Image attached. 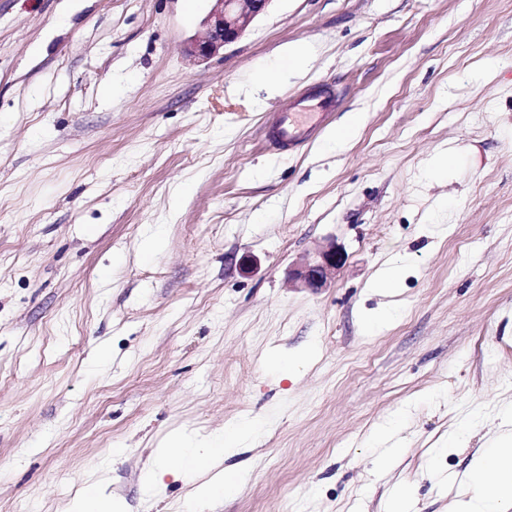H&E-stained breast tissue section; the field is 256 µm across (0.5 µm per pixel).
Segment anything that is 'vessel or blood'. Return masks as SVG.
Returning <instances> with one entry per match:
<instances>
[{
  "label": "vessel or blood",
  "mask_w": 512,
  "mask_h": 512,
  "mask_svg": "<svg viewBox=\"0 0 512 512\" xmlns=\"http://www.w3.org/2000/svg\"><path fill=\"white\" fill-rule=\"evenodd\" d=\"M339 103V93L326 81L291 98L266 126L269 145L280 152L300 150L329 122Z\"/></svg>",
  "instance_id": "1"
}]
</instances>
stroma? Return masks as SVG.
Listing matches in <instances>:
<instances>
[{"mask_svg": "<svg viewBox=\"0 0 512 512\" xmlns=\"http://www.w3.org/2000/svg\"><path fill=\"white\" fill-rule=\"evenodd\" d=\"M209 9L0 0V512H71L92 484L190 512L192 479L147 489L155 448L253 415L226 460L245 483L202 512H386L397 491L451 512L512 403V0H274L193 62ZM320 80L332 122L272 152L268 117ZM331 239L335 281L297 287Z\"/></svg>", "mask_w": 512, "mask_h": 512, "instance_id": "35a3bbf8", "label": "stroma"}]
</instances>
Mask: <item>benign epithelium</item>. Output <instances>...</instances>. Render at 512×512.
Returning a JSON list of instances; mask_svg holds the SVG:
<instances>
[{
    "instance_id": "benign-epithelium-1",
    "label": "benign epithelium",
    "mask_w": 512,
    "mask_h": 512,
    "mask_svg": "<svg viewBox=\"0 0 512 512\" xmlns=\"http://www.w3.org/2000/svg\"><path fill=\"white\" fill-rule=\"evenodd\" d=\"M212 7L202 20L204 35L190 44L188 54L209 58L237 42L259 17L267 14L275 0H211ZM347 261L342 246L330 242L316 257L290 272L293 280L318 292L327 287Z\"/></svg>"
}]
</instances>
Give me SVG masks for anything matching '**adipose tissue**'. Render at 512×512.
Here are the masks:
<instances>
[{
    "mask_svg": "<svg viewBox=\"0 0 512 512\" xmlns=\"http://www.w3.org/2000/svg\"><path fill=\"white\" fill-rule=\"evenodd\" d=\"M261 418L227 424L223 434L210 441L180 433L155 451L158 461L148 476L156 485L168 474H191L209 463L232 455L262 426ZM472 496L461 502L457 512H512V407L501 413V427L476 454L465 473Z\"/></svg>",
    "mask_w": 512,
    "mask_h": 512,
    "instance_id": "obj_1",
    "label": "adipose tissue"
}]
</instances>
